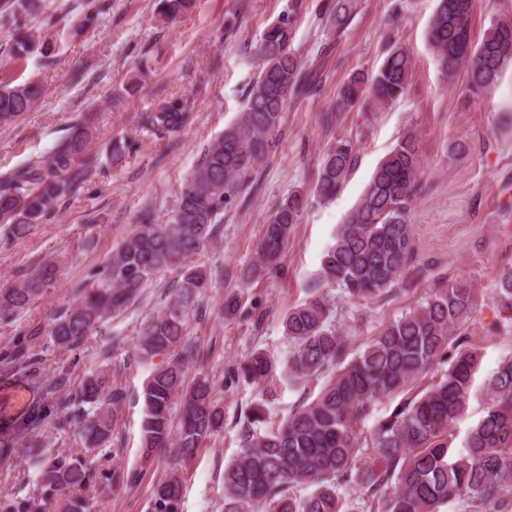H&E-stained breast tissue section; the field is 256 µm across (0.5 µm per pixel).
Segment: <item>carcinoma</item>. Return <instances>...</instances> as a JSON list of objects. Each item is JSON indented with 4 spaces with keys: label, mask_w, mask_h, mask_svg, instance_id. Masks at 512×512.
Here are the masks:
<instances>
[{
    "label": "carcinoma",
    "mask_w": 512,
    "mask_h": 512,
    "mask_svg": "<svg viewBox=\"0 0 512 512\" xmlns=\"http://www.w3.org/2000/svg\"><path fill=\"white\" fill-rule=\"evenodd\" d=\"M41 0H0V18L9 25V55L21 60L35 46L28 18ZM196 0H158L159 23L171 24L194 8ZM359 0H320L318 13L333 34L343 32L357 14ZM302 0H291L284 14L264 30L256 48L258 71L250 82L234 123L202 150L168 218L154 223L151 210L88 276L73 287L72 302L46 325L25 332L0 352V372L22 371L43 398L21 415L17 436L34 438L63 420L87 449L108 448L126 397L120 368H97L73 379L61 365L44 371L45 359L33 341L44 334L55 349L73 354L92 335L103 334L112 318L128 310L145 288L173 274L161 306L141 320L132 355L151 365L143 385L140 422L142 459L173 452L181 461L153 488L151 512H181L183 469L203 443L224 427V409L214 400L220 383L209 376L187 379L204 347L189 337L190 319L206 314L203 294L224 279V267L202 261L218 239L224 210L244 198L256 167L267 157L283 123L287 104L312 96L319 67L305 64L293 48ZM476 0H436L428 42L448 79L463 71L469 83L490 92L512 66V22L496 20L475 41L471 26ZM98 10L89 8L71 30L90 29ZM408 50L395 43L371 76L356 73L341 88L338 108L364 96L387 105L408 91ZM41 95L35 83L0 85V122L30 111ZM189 119L188 102L164 100L145 113L143 127L163 138ZM94 127L79 119L46 158L36 157L0 173V227L22 239L45 223L69 199L87 190L96 161L89 156ZM135 143L113 140L110 163L131 153ZM356 142L336 140L324 153L312 194L336 196L355 167ZM419 141L404 134L380 161L371 180L333 243L326 249L317 284L308 298L282 319L288 352L280 360L251 352L228 380L261 386L281 370L288 386L306 389L324 383L316 397L300 400L288 416L268 426L270 390L264 389L243 412L239 456L224 467V512H353L347 492L363 496L367 512H512V355L500 360L484 380L485 409L453 447L451 425L465 414L481 363V347L463 332L473 318V288L461 279H440L423 302L388 322L359 350H351L345 325L335 320L333 290L345 301L365 306L389 301L411 289L426 265L419 261L410 224L421 174ZM309 193L295 189L280 201L263 227L255 263L242 279H263L281 270L294 224ZM60 267L48 261L0 289V315L24 309L58 281ZM500 321L512 328V269L499 276L493 296ZM161 362L155 364L153 359ZM439 378L419 389L416 380L438 367ZM401 395L371 435L361 438L359 421L375 403ZM42 497H0V512H87L95 459L80 454L41 452L32 456Z\"/></svg>",
    "instance_id": "cac0c4a2"
}]
</instances>
